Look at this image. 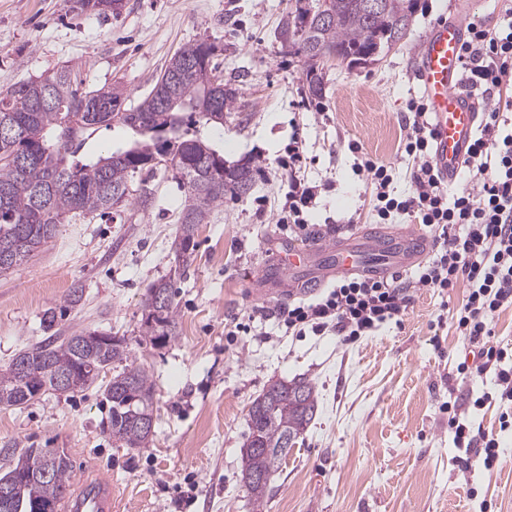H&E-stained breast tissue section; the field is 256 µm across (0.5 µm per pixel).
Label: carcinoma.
Listing matches in <instances>:
<instances>
[{
	"instance_id": "1",
	"label": "carcinoma",
	"mask_w": 512,
	"mask_h": 512,
	"mask_svg": "<svg viewBox=\"0 0 512 512\" xmlns=\"http://www.w3.org/2000/svg\"><path fill=\"white\" fill-rule=\"evenodd\" d=\"M327 5L334 19L311 22L305 38L295 37L291 25L304 21ZM361 0H309L295 15H288L280 37H288V52L306 66L309 96L320 98L324 85L315 56H338L351 64L375 59L392 46L398 30L409 26L415 0H386V11L372 15ZM73 8L98 16L118 15L107 0H74ZM216 47L207 42L189 44L177 51L151 90L136 102L119 86L79 88L68 69L21 80L0 92V272L29 260L53 241L57 226L72 218L104 216L127 203L147 209L154 203L151 190L132 189L134 174L152 173L162 165L172 170L184 189L180 212L179 252L189 253L197 226L230 195L253 188L256 168L249 163L230 173L224 156L197 134L183 129V113L203 127L224 126V112L238 101L239 88L217 75ZM119 127L136 135L129 145L108 147L105 153L82 151L86 139L100 128ZM164 292L168 301L155 313L144 306L140 341L157 346L176 336L175 291L162 278L149 292ZM50 360V366L38 362ZM29 361L32 387L49 393L56 376L74 368L81 373L69 390L86 386L109 366L122 368L104 389L110 404L112 436L128 448H144L153 436L154 387L145 368L130 360L125 337L104 336L81 330L59 342L49 336L18 354ZM13 368L0 373V405L19 406ZM318 408L316 386L306 378L270 383L248 410V437L241 449V474L245 486L260 503L279 473L282 461L298 443ZM42 448H27L11 459L0 475L9 476L17 463L36 465ZM72 466L66 461L47 481L26 484V504L49 505L60 512L70 494Z\"/></svg>"
}]
</instances>
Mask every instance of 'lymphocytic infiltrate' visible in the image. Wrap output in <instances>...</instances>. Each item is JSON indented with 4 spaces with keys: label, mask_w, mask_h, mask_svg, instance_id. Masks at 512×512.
Instances as JSON below:
<instances>
[{
    "label": "lymphocytic infiltrate",
    "mask_w": 512,
    "mask_h": 512,
    "mask_svg": "<svg viewBox=\"0 0 512 512\" xmlns=\"http://www.w3.org/2000/svg\"><path fill=\"white\" fill-rule=\"evenodd\" d=\"M460 60L467 90L481 93L486 104L481 129L462 161L465 186L449 191L435 168L427 104L421 98L409 100L403 119V150L413 162L411 191L396 194L391 166L368 157L354 165L356 175L371 186L376 222L409 221L428 228L429 258L407 276L337 279L315 299L290 302L275 316L295 335L331 332L349 344L385 324L401 323L414 289L448 294L466 286L464 300L451 312L457 335L470 344L456 373L469 381L491 374L495 384L473 400L442 403L440 410L458 446L475 449L489 469L499 460V441L475 427L473 413L499 400L512 402V354L490 343L496 313L512 307V117L502 104L504 91L512 88V7L497 31L469 24ZM302 160L303 145L294 143L288 152V207L280 211L278 224L289 235L315 238L320 230L309 224L305 210L316 192L300 173Z\"/></svg>",
    "instance_id": "obj_1"
}]
</instances>
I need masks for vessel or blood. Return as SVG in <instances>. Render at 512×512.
<instances>
[{"label": "vessel or blood", "mask_w": 512, "mask_h": 512, "mask_svg": "<svg viewBox=\"0 0 512 512\" xmlns=\"http://www.w3.org/2000/svg\"><path fill=\"white\" fill-rule=\"evenodd\" d=\"M465 22L434 23L417 53L415 77L428 101L435 162L445 183L457 177L465 149L479 122V103L465 91L460 64L466 39ZM426 253V237L407 227L390 237L363 238L361 243H330L320 249H287L280 261V277L291 270L321 266L324 272L386 278L404 271ZM67 512H112V482L106 478L83 482L66 504Z\"/></svg>", "instance_id": "obj_1"}]
</instances>
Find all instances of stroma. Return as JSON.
Returning <instances> with one entry per match:
<instances>
[{
	"label": "stroma",
	"mask_w": 512,
	"mask_h": 512,
	"mask_svg": "<svg viewBox=\"0 0 512 512\" xmlns=\"http://www.w3.org/2000/svg\"><path fill=\"white\" fill-rule=\"evenodd\" d=\"M297 0H124L119 15H89L68 0H0V90L70 69L83 87L117 85L146 94L170 57L199 40L214 44L225 80L241 95L223 128L201 134L230 162L260 167L252 191L225 199L199 225L187 264L175 241L185 193L172 171L146 182L153 206H129L104 217L72 219L37 256L0 273V372L47 336L80 329L126 337L132 358L154 384V435L144 448H125L106 429L103 390L110 373L83 389L48 393L21 406L0 405V466L26 448H62L73 485L111 478L114 512H512V430L496 402L474 421L500 442L499 461L484 469L466 456L439 411L449 399L481 391V381L456 378L468 348L450 321H439L451 296L422 288L400 326L389 325L352 344L332 335L295 336L276 319L251 321L257 306L275 310L281 297L262 298L273 285L262 274L289 237L276 225L288 191L282 163L301 141L304 176L318 197L312 224L372 228L370 188L352 172L362 153L394 167L397 192L410 187L400 153L401 116L422 97L414 79L416 53L429 27L462 20L494 29L504 0H417L405 38L367 67L329 61L324 91L306 92L302 61L289 54L279 27ZM172 280L176 336L161 347L139 344L142 306L151 285ZM82 299L65 300L73 287ZM56 323L45 330L44 313ZM315 383L319 406L299 444L283 462L262 504L241 476L251 402L276 380ZM471 470L462 472L460 458Z\"/></svg>",
	"instance_id": "stroma-1"
}]
</instances>
